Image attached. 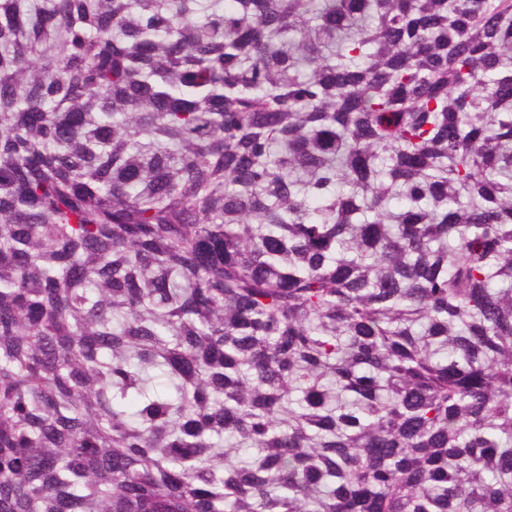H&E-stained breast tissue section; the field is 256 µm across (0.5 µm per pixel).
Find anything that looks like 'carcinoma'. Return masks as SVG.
Returning a JSON list of instances; mask_svg holds the SVG:
<instances>
[{
    "instance_id": "1",
    "label": "carcinoma",
    "mask_w": 512,
    "mask_h": 512,
    "mask_svg": "<svg viewBox=\"0 0 512 512\" xmlns=\"http://www.w3.org/2000/svg\"><path fill=\"white\" fill-rule=\"evenodd\" d=\"M221 2L0 0V512H512V0Z\"/></svg>"
}]
</instances>
